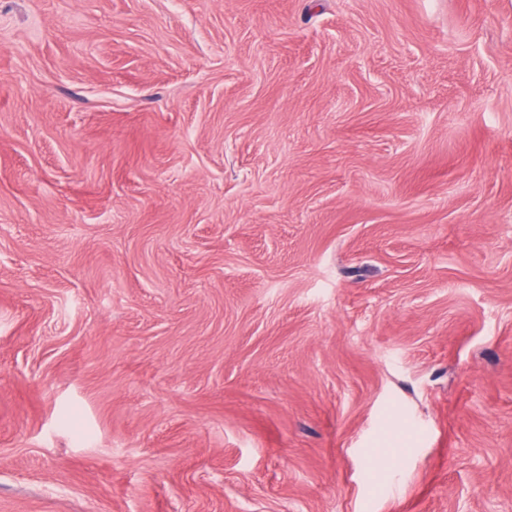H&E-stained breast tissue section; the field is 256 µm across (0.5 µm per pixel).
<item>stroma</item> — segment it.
<instances>
[{
  "mask_svg": "<svg viewBox=\"0 0 512 512\" xmlns=\"http://www.w3.org/2000/svg\"><path fill=\"white\" fill-rule=\"evenodd\" d=\"M0 512H512V0H0Z\"/></svg>",
  "mask_w": 512,
  "mask_h": 512,
  "instance_id": "stroma-1",
  "label": "stroma"
}]
</instances>
